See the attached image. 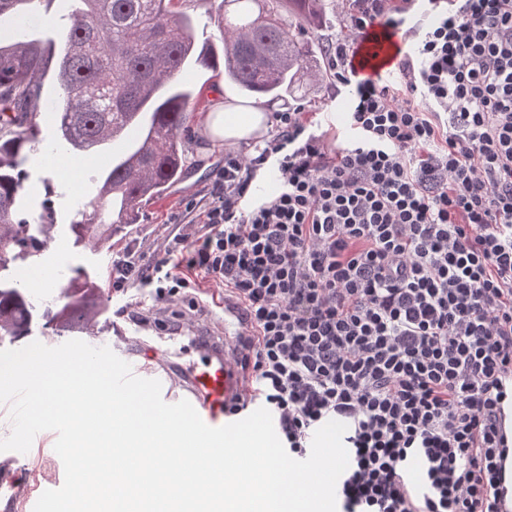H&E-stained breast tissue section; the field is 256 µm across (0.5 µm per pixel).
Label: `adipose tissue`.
<instances>
[{"instance_id": "obj_1", "label": "adipose tissue", "mask_w": 512, "mask_h": 512, "mask_svg": "<svg viewBox=\"0 0 512 512\" xmlns=\"http://www.w3.org/2000/svg\"><path fill=\"white\" fill-rule=\"evenodd\" d=\"M269 117L259 107H241L218 99L208 113L203 133L206 138L237 149L240 144L262 137L268 129Z\"/></svg>"}]
</instances>
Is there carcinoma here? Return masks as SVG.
<instances>
[{
    "label": "carcinoma",
    "instance_id": "carcinoma-1",
    "mask_svg": "<svg viewBox=\"0 0 512 512\" xmlns=\"http://www.w3.org/2000/svg\"><path fill=\"white\" fill-rule=\"evenodd\" d=\"M31 0H0V17L15 30L0 43V338L25 335L37 321L56 332L86 328L97 297L72 283L62 304H39L20 281L1 272L22 255L40 252L54 226L43 206L26 209L21 170L37 141L33 119L49 63L62 90L55 150L84 154L117 136L127 152L99 174V205L71 224L75 236L96 246L137 221L143 199L162 195L183 177L181 131L193 92L177 82L190 64L216 70L245 95L307 98L323 78L309 33L320 0H224L221 50L197 44L191 17L172 13L173 0H75L60 54L33 38L24 6Z\"/></svg>",
    "mask_w": 512,
    "mask_h": 512
}]
</instances>
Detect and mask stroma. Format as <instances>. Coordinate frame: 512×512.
<instances>
[{
  "mask_svg": "<svg viewBox=\"0 0 512 512\" xmlns=\"http://www.w3.org/2000/svg\"><path fill=\"white\" fill-rule=\"evenodd\" d=\"M172 11L191 15L198 40L218 43L220 31L218 18L224 13L222 0H173ZM180 83L194 92L188 111V133L185 140V175L160 198L142 203L137 224L128 231L116 234L105 245L67 247L71 239V223L78 211L90 210L97 194L90 186L92 176L104 170L98 162L83 163L74 172H49L42 149L29 151L24 164L27 174L25 184L32 196L33 207L48 204L55 217L51 236L57 247H45L42 259L58 272L59 283L71 279L90 278L101 290L95 316L109 320L126 315L130 303L148 301L143 290H130L127 294L113 293L110 284L112 259L127 244L140 245L143 263H152L162 250L167 237L175 231L196 235L203 223L201 209L210 198L213 183L224 166L225 150L212 144L201 133V127L212 109V92H220L224 101L244 105H263L268 113L295 111L312 117V130L322 135L329 145L346 139L348 128L342 119L339 104L348 97V90H337L331 76H324L314 88L311 99L263 102L259 97L242 94L225 80L223 71L188 67L179 76ZM204 308L186 312L183 304L174 303L160 310V319L173 321L175 314L187 313L189 320L205 323L210 334L224 330V310L210 302L216 292L213 284H203ZM165 363L157 367L154 379L162 385V398L173 404L185 399L181 387L175 386L174 378L186 375L200 361L199 353L185 340L166 343ZM56 436L46 431L36 437L28 453L13 458L11 452H0V512H32L30 503L43 486L64 479V466L54 450Z\"/></svg>",
  "mask_w": 512,
  "mask_h": 512,
  "instance_id": "35a3bbf8",
  "label": "stroma"
}]
</instances>
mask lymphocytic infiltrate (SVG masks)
<instances>
[{
	"mask_svg": "<svg viewBox=\"0 0 512 512\" xmlns=\"http://www.w3.org/2000/svg\"><path fill=\"white\" fill-rule=\"evenodd\" d=\"M413 45L396 84L358 80L356 35ZM330 47L351 87L347 141L329 147L279 112L254 158L225 157L196 237L162 257L112 260V288L196 307L224 290L247 334L234 415L268 409L303 460L327 421L346 424L339 512H498L512 453V0H348ZM274 195L244 206L257 170Z\"/></svg>",
	"mask_w": 512,
	"mask_h": 512,
	"instance_id": "obj_1",
	"label": "lymphocytic infiltrate"
}]
</instances>
